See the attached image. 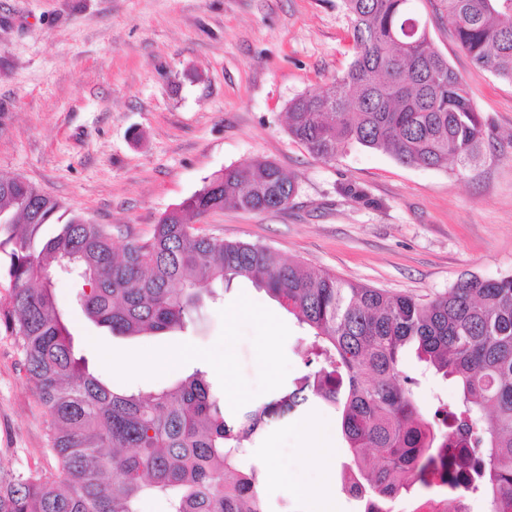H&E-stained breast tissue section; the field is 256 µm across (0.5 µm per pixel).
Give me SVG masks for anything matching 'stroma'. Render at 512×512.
Listing matches in <instances>:
<instances>
[{
	"label": "stroma",
	"instance_id": "1",
	"mask_svg": "<svg viewBox=\"0 0 512 512\" xmlns=\"http://www.w3.org/2000/svg\"><path fill=\"white\" fill-rule=\"evenodd\" d=\"M486 124L477 161L422 168L361 146L332 162L288 134L291 99L317 93L351 60L342 0H0V175L22 177L88 222L112 227L115 247L147 238L207 178L256 159L293 176L284 209L227 207L196 219L202 233L260 243L284 259L392 293L430 300L459 280L512 275V83L476 67L440 0H412ZM354 183L377 200L343 195ZM75 350L116 389L170 385L196 364L232 383L233 420L285 396L305 371L306 332L264 290L234 281L184 332L114 336L55 276ZM239 308L236 318L227 312ZM274 339L271 360L259 355ZM138 356L141 368L128 367ZM331 459L333 512H359L343 491L338 413L312 398L270 419L246 454L320 483L303 423ZM48 417L12 337L0 333V469L54 473Z\"/></svg>",
	"mask_w": 512,
	"mask_h": 512
}]
</instances>
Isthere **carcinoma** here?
Instances as JSON below:
<instances>
[{
    "instance_id": "obj_1",
    "label": "carcinoma",
    "mask_w": 512,
    "mask_h": 512,
    "mask_svg": "<svg viewBox=\"0 0 512 512\" xmlns=\"http://www.w3.org/2000/svg\"><path fill=\"white\" fill-rule=\"evenodd\" d=\"M411 0H342L351 21L349 66L315 94L289 103L288 134L332 161L354 145L398 162L442 167L473 161L485 123L435 46ZM473 62L512 82V0H441ZM376 206L357 185L341 187ZM297 182L274 163L229 167L166 214L146 239L112 244V227L79 213L19 176L0 177V331L14 338L50 419L57 474L0 472V512H139L147 496L169 512H269L259 470L243 455L283 406L315 396L335 408L346 443L343 490L393 512H413L480 491L488 512H512V276L470 278L423 302L342 280L267 246L226 242L186 216L233 206L284 208ZM56 225L53 235L43 227ZM77 271L85 316L114 336L184 331L215 286L247 279L309 333L298 385L234 423L224 395L196 368L162 388L117 391L75 354L57 306V269ZM414 353L457 382L460 402L426 418L418 379L401 371Z\"/></svg>"
}]
</instances>
